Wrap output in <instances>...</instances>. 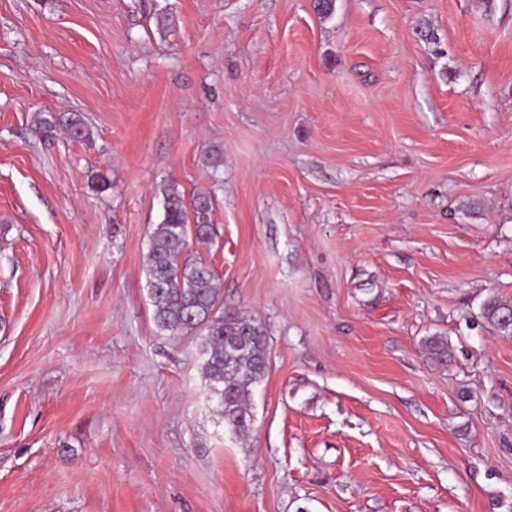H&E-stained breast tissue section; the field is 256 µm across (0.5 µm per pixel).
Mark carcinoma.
<instances>
[{"label": "carcinoma", "instance_id": "1", "mask_svg": "<svg viewBox=\"0 0 512 512\" xmlns=\"http://www.w3.org/2000/svg\"><path fill=\"white\" fill-rule=\"evenodd\" d=\"M35 124L47 138L63 128L75 139L89 135L81 115L39 112ZM164 218L150 234L148 293L157 330L187 336L195 344L202 375L215 399V411L231 430H247L250 394L269 368V333L266 325L239 313L224 311L219 278L189 250L192 240L215 241L212 200L206 194L185 199L178 185L162 190ZM512 306L496 300L482 308L483 318L497 330L512 334L506 314ZM247 337L248 345L236 352V363L225 367L228 342ZM427 360L436 367L448 364V341L433 336L425 342Z\"/></svg>", "mask_w": 512, "mask_h": 512}]
</instances>
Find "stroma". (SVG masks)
Masks as SVG:
<instances>
[{"mask_svg": "<svg viewBox=\"0 0 512 512\" xmlns=\"http://www.w3.org/2000/svg\"><path fill=\"white\" fill-rule=\"evenodd\" d=\"M171 183L211 197L197 252L269 331L244 434L153 322ZM491 299L512 0H0V512H512ZM35 124L39 131L47 138L52 137L53 133L63 128L73 139L86 138L89 135V130L81 115L77 113L69 114H55L52 112H39L35 116ZM427 360L436 367L448 364V341L442 336H433L425 342Z\"/></svg>", "mask_w": 512, "mask_h": 512, "instance_id": "35a3bbf8", "label": "stroma"}]
</instances>
